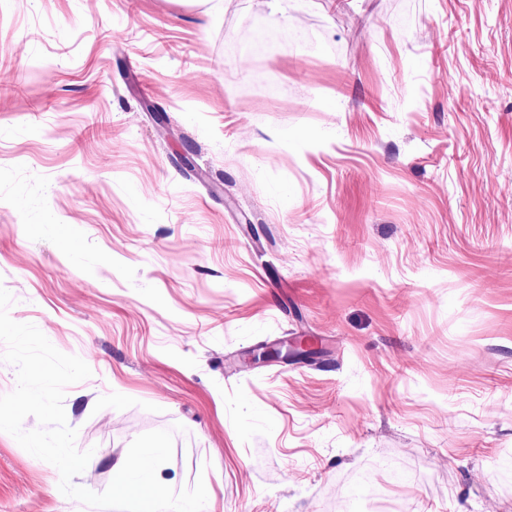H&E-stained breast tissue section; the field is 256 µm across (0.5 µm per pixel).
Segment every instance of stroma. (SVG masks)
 <instances>
[{"instance_id": "stroma-1", "label": "stroma", "mask_w": 512, "mask_h": 512, "mask_svg": "<svg viewBox=\"0 0 512 512\" xmlns=\"http://www.w3.org/2000/svg\"><path fill=\"white\" fill-rule=\"evenodd\" d=\"M0 285L74 485L169 430L206 512H512V0H0ZM59 481L0 432V512Z\"/></svg>"}]
</instances>
